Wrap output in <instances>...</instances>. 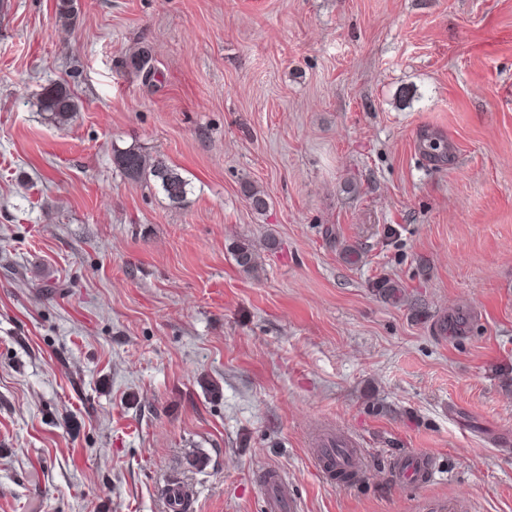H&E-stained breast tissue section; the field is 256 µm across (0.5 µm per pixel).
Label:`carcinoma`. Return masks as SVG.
Returning a JSON list of instances; mask_svg holds the SVG:
<instances>
[{"instance_id":"cac0c4a2","label":"carcinoma","mask_w":512,"mask_h":512,"mask_svg":"<svg viewBox=\"0 0 512 512\" xmlns=\"http://www.w3.org/2000/svg\"><path fill=\"white\" fill-rule=\"evenodd\" d=\"M78 13L74 0H60L57 15L59 21L67 26ZM152 57L146 50H139L130 57L131 66L146 76L152 75ZM39 110L45 120L62 127L70 124L80 111L76 97L69 89L61 85H49L42 89L38 101ZM113 162L124 176L135 181H154L164 196L174 206H182L192 193L191 180L183 177L176 169L158 156H150L136 146L113 148ZM246 198L252 210L263 212L268 207L264 192L253 187L247 190ZM234 260L246 273L257 270V252L251 244H241L234 250Z\"/></svg>"}]
</instances>
